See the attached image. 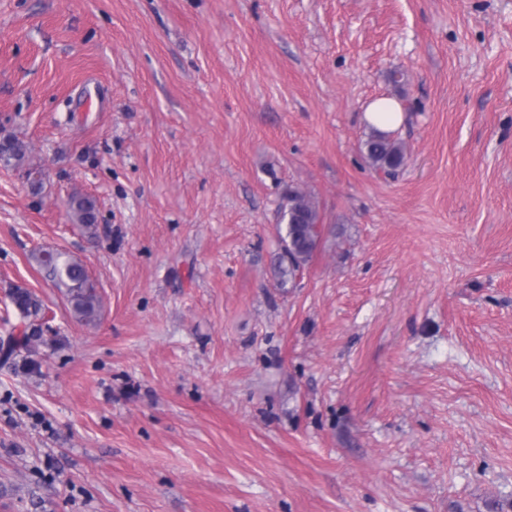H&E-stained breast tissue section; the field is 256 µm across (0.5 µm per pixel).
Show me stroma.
Segmentation results:
<instances>
[{"label":"stroma","mask_w":512,"mask_h":512,"mask_svg":"<svg viewBox=\"0 0 512 512\" xmlns=\"http://www.w3.org/2000/svg\"><path fill=\"white\" fill-rule=\"evenodd\" d=\"M9 137L0 512H512V0H0ZM291 188L325 232L283 290ZM364 119L369 126L380 131H391L403 122V114L394 101L381 98L374 101L364 112ZM363 154L370 165L385 175L394 177L406 163V154L401 142L389 134L372 130L363 143ZM67 207L73 223L90 227L96 223L95 201L85 195L72 194L67 202ZM48 276L65 295L76 317L93 322L98 316L100 297L85 267L62 252H42L36 257Z\"/></svg>","instance_id":"obj_1"}]
</instances>
